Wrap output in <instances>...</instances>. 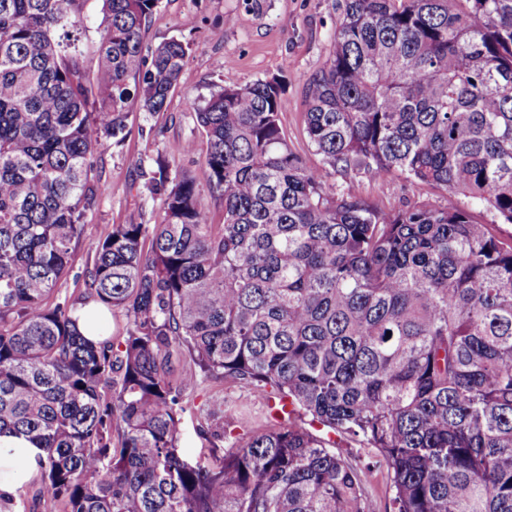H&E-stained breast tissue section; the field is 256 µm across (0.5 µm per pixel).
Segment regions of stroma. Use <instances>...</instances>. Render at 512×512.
<instances>
[{
  "label": "stroma",
  "mask_w": 512,
  "mask_h": 512,
  "mask_svg": "<svg viewBox=\"0 0 512 512\" xmlns=\"http://www.w3.org/2000/svg\"><path fill=\"white\" fill-rule=\"evenodd\" d=\"M102 9V0H83L81 25L75 32L89 72L96 68L94 50L103 34ZM338 18L332 0H266L260 10L244 0H161L146 26L145 42L150 46L173 38L190 42L180 84L166 112L152 116L130 109L123 140H107L95 153V172L107 191L86 210L72 267L50 293L49 303H80L82 270L93 246L113 225L136 217L149 223L158 219L164 195L152 191L147 178L130 166L131 156H142L150 170L158 158L165 159L173 173L197 170L206 144L187 108L188 99L208 96L216 85L265 79L288 68L291 82L281 100V118L290 146L299 154L311 155L303 122L304 84L329 60ZM189 139L197 144L195 152L180 153V144ZM346 186L388 208L443 201L440 190L397 173L378 180L359 174L348 179ZM190 401L191 411L181 417L179 449L190 461L205 466L219 462L231 436L267 424L264 399L219 380L206 381Z\"/></svg>",
  "instance_id": "1"
}]
</instances>
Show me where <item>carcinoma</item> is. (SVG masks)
<instances>
[{
  "mask_svg": "<svg viewBox=\"0 0 512 512\" xmlns=\"http://www.w3.org/2000/svg\"><path fill=\"white\" fill-rule=\"evenodd\" d=\"M82 0H0V436L38 448L63 512H512V0H343L327 66L288 144L282 76L190 103L206 141L159 221L112 225L85 299L126 320L121 355L47 297L106 187L91 158L133 105L166 111L191 45L144 43L160 0H103L87 73ZM398 172L447 204L383 210L338 181ZM224 208L210 223L198 186ZM194 368L174 372L178 346ZM215 378L286 397L354 463L293 421L237 438L214 467L179 452L187 396ZM457 204L460 208L469 211L476 222L489 224L492 233L498 239L505 243H510L512 241V224L498 223L490 211L471 198L458 196ZM319 427L321 428L319 433L326 439L331 440L330 445L328 446L331 451L340 452V454L350 460H360L363 463H367L374 459L376 450L374 448H369L366 443L351 438L339 437L332 432L328 433L325 428H322V426L315 425L316 429ZM366 494L374 512L391 511V492L387 471L382 467H372L365 485Z\"/></svg>",
  "mask_w": 512,
  "mask_h": 512,
  "instance_id": "carcinoma-1",
  "label": "carcinoma"
}]
</instances>
